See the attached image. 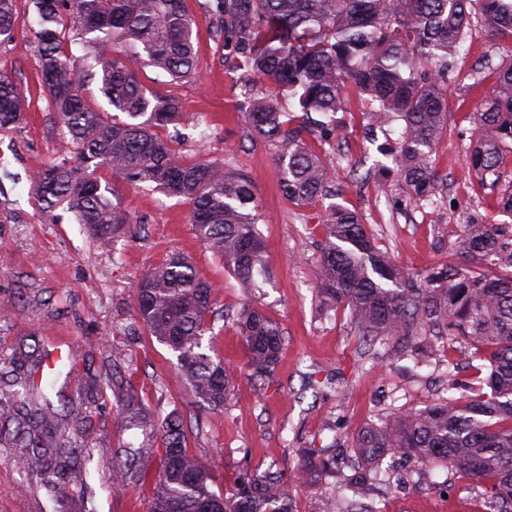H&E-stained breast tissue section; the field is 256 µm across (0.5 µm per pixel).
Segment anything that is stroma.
Masks as SVG:
<instances>
[{
	"label": "stroma",
	"instance_id": "stroma-1",
	"mask_svg": "<svg viewBox=\"0 0 512 512\" xmlns=\"http://www.w3.org/2000/svg\"><path fill=\"white\" fill-rule=\"evenodd\" d=\"M206 2L187 0L197 51L193 74L173 83L149 67L139 80L180 102L184 121L159 128L161 137L174 140L187 159L221 164L254 182L258 230L272 270L270 282L258 289L242 287L196 236L188 203L126 182L108 168L98 170L99 180L114 188L113 203L131 219L129 232L112 249L101 247L73 214L44 212L31 176L73 146L54 125L43 94L33 49V0H15V40L0 46V73L11 76L30 103L20 127L0 131V358L33 340L40 350L72 357L73 373L58 379L57 390L99 384L96 409L70 421L93 450L90 460H77L74 471L95 489L98 512H146L153 495L152 484L137 480L112 487L115 462L136 447L140 435L117 412L119 386L134 389L159 415L182 412L189 450L227 484L242 469L273 464L291 473L299 449L348 448L367 424L431 405L447 394L448 365H455L458 382L473 394L487 390V372L461 338L427 332L421 343L428 357L417 363L396 357L392 346L360 344L349 312H322L316 294L321 230L281 193L274 147L251 139L239 110L238 74L214 35ZM509 59L512 43H491L480 20H473L446 84L448 131L434 155L437 207L421 205L396 183L380 187L369 179L386 137L364 140L367 119L357 94H350L345 114L349 152L339 158L320 139H308L330 169L342 203L359 213L404 273L456 261L455 242L467 214L501 220L495 191L482 187L468 164L470 115L494 83L497 66ZM173 252L192 257L199 275L216 286L211 325L224 360H244L234 320L250 301L260 302L283 330L272 372L259 381L238 376L218 411L189 406L175 356L138 321L140 273ZM14 454L0 447V512H54L47 492L26 491ZM373 498L381 512L485 509L481 488L441 465L418 483L377 488Z\"/></svg>",
	"mask_w": 512,
	"mask_h": 512
}]
</instances>
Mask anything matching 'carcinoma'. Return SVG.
<instances>
[{"instance_id":"1","label":"carcinoma","mask_w":512,"mask_h":512,"mask_svg":"<svg viewBox=\"0 0 512 512\" xmlns=\"http://www.w3.org/2000/svg\"><path fill=\"white\" fill-rule=\"evenodd\" d=\"M35 52L54 123L66 130L75 155L65 154L38 170L34 188L43 208L74 214L104 245L118 241L127 216L96 176L107 166L129 183H152L187 202L197 236L248 288L270 279L252 182L218 171L212 162H187L154 128L181 119L178 100L146 89L138 72L152 67L173 79L195 69L196 52L185 0H35ZM478 10L493 41H512V0H216L215 30L228 39L244 84L241 104L250 136L277 147L280 188L307 207L326 198L330 172L306 135L342 137L338 113L352 88L367 107L370 125L398 123L390 172L418 200L434 205L433 154L447 131L445 83ZM14 0H0V44L14 41ZM80 50L75 51L73 47ZM288 92L302 115L285 119L262 82ZM98 89L125 121L95 107L86 96ZM145 121L139 122L137 118ZM24 121V99L14 80L0 74V129ZM469 162L482 182L497 187L498 208L512 215V180L502 182L503 156L512 154V59L499 67L495 85L473 112ZM318 295L326 312L349 311L359 339L369 345L395 339L406 345L424 327L442 326L490 362V392L466 403L449 397L405 411L358 435L350 452L362 465L346 473L336 456L302 451L297 478L316 486L335 479L336 495L323 512H378L362 507L371 486L390 481L388 456L421 466L441 461L481 485L489 512H512V225L474 216L456 242L464 264H447L413 280L379 248L359 214L340 203L321 205ZM214 287L185 255L173 253L141 273L137 314L148 334L171 351L190 404L224 407L238 373L258 379L271 372L283 342L280 324L256 305L235 320L245 353L230 366L205 341ZM45 361L38 348L21 347L0 371V445L19 448V470L35 478L26 490L44 489L54 500L77 499L79 512H95L93 491L83 480L64 491L74 454L91 455L67 417L96 402L79 390L65 410L35 382ZM124 420L142 430L141 446L113 473V488L146 477L153 440L164 448L147 512H296L290 482L278 470H244L221 486L186 445L183 416L156 417L135 397L121 395Z\"/></svg>"}]
</instances>
